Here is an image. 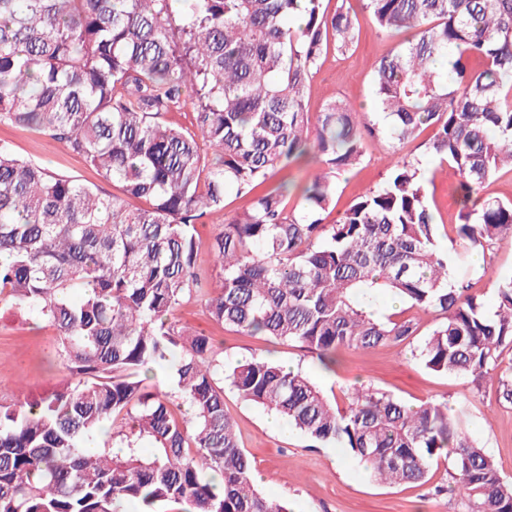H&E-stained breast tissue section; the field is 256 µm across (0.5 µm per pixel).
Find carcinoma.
<instances>
[{
	"label": "carcinoma",
	"instance_id": "1",
	"mask_svg": "<svg viewBox=\"0 0 512 512\" xmlns=\"http://www.w3.org/2000/svg\"><path fill=\"white\" fill-rule=\"evenodd\" d=\"M175 2L0 0V121L65 144L120 190L103 196L0 144V300L56 328L70 373L38 400L0 404V512H290L255 488L226 384L345 448L382 483L425 485L444 457L436 493L460 497L467 512H512V480L447 402L406 405L360 386L342 406L266 358L226 365L212 338L171 321L198 285L196 224L230 193L249 195L211 244L224 272L207 299L217 325L298 342L328 369L342 348L411 343L413 319L376 310L397 297L442 315L412 351L425 368L495 378L512 403V367L499 362L512 345V278L497 282L491 315L456 281L462 254L435 246L418 164L395 161L326 223L364 135L401 145L431 126L429 152L460 176L465 251L512 238V202L482 194L499 167L512 168V0H359L389 37L411 32L375 68L383 123L363 129L358 111L334 100L312 138V71L328 47L351 50L356 12L331 13L324 0ZM475 56L484 68L470 67ZM187 103L194 132L166 120ZM311 153L324 170L290 215L289 183L265 184ZM158 369L171 371L176 395L147 383ZM104 429L125 456L95 446Z\"/></svg>",
	"mask_w": 512,
	"mask_h": 512
}]
</instances>
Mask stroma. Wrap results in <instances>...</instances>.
I'll return each instance as SVG.
<instances>
[{"instance_id":"35a3bbf8","label":"stroma","mask_w":512,"mask_h":512,"mask_svg":"<svg viewBox=\"0 0 512 512\" xmlns=\"http://www.w3.org/2000/svg\"><path fill=\"white\" fill-rule=\"evenodd\" d=\"M355 9L358 39L347 55L328 50L312 73L305 96L310 116L329 101L340 99L360 107V119L375 122L369 112L373 74L378 62L395 46L384 36L358 0H328V10L340 5ZM431 130L392 149L388 140H364L360 165L336 181L333 214L342 213L360 195L381 185L389 175L392 152L418 163L425 181L427 202L434 214L437 244L447 250L456 237L460 177L448 164L433 159L425 144ZM0 140L9 142L21 158L51 172L73 176L101 194H115L111 182L98 175L81 155L39 132L0 123ZM250 205L246 196L228 195L224 213H214L197 224L196 264L202 293H191L175 310L177 326L212 337L219 358L244 360L263 356L301 369L325 395L344 401L347 389L365 385L410 405L429 400L466 405L464 425L491 458L504 479L512 480V404L504 402L496 381L474 382L469 376H448L426 369L408 346L381 345L372 349L338 351L334 371H323L312 350L301 344L267 336H250L221 328L209 317L204 292L219 288L222 272L210 252L224 219ZM512 275V239L506 238L471 252L457 270V278L480 295L487 307L497 302L498 279ZM68 377L56 329L19 305L0 303V403L31 401L60 388ZM224 404L236 424L243 448L252 461L257 485L266 496L289 501L293 512H459L456 496L435 494L447 479L445 464L432 466L428 485L386 487L372 481L344 449L316 443L292 430L274 429L267 412L225 389Z\"/></svg>"}]
</instances>
